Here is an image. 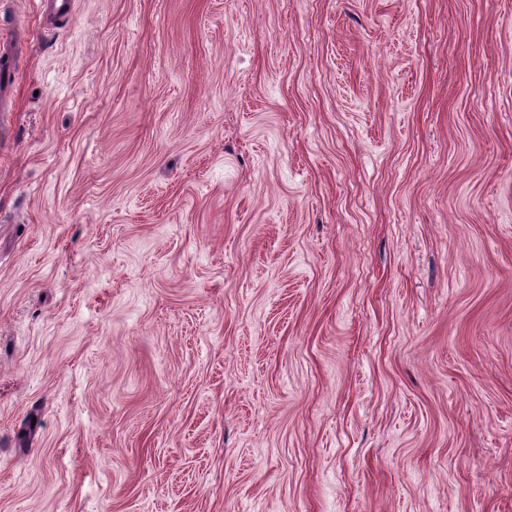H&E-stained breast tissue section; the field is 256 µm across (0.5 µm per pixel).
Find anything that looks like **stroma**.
Returning a JSON list of instances; mask_svg holds the SVG:
<instances>
[{"label":"stroma","mask_w":512,"mask_h":512,"mask_svg":"<svg viewBox=\"0 0 512 512\" xmlns=\"http://www.w3.org/2000/svg\"><path fill=\"white\" fill-rule=\"evenodd\" d=\"M0 0V512H512V0Z\"/></svg>","instance_id":"obj_1"}]
</instances>
